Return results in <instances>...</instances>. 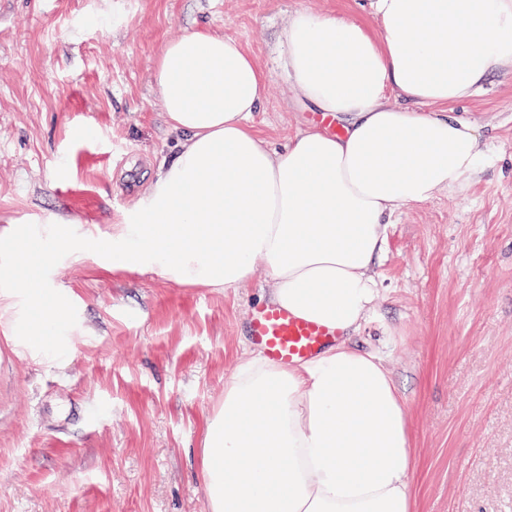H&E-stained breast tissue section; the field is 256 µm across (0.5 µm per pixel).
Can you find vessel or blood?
<instances>
[{
  "mask_svg": "<svg viewBox=\"0 0 512 512\" xmlns=\"http://www.w3.org/2000/svg\"><path fill=\"white\" fill-rule=\"evenodd\" d=\"M253 341L273 363L288 365L317 356L339 336L337 327L297 317L287 309L261 305L250 322Z\"/></svg>",
  "mask_w": 512,
  "mask_h": 512,
  "instance_id": "1",
  "label": "vessel or blood"
}]
</instances>
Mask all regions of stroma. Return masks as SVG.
Here are the masks:
<instances>
[{"label":"stroma","mask_w":512,"mask_h":512,"mask_svg":"<svg viewBox=\"0 0 512 512\" xmlns=\"http://www.w3.org/2000/svg\"><path fill=\"white\" fill-rule=\"evenodd\" d=\"M352 0H0V233L111 237L176 148L153 85L167 40L205 26L268 68L293 11ZM459 112L493 166L404 210L376 265L379 350L410 413L416 512H512V75ZM312 111L282 76L253 117L280 143ZM70 351L22 354L0 310V512H205L198 451L265 286L190 288L55 257Z\"/></svg>","instance_id":"1"}]
</instances>
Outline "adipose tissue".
<instances>
[{
	"label": "adipose tissue",
	"mask_w": 512,
	"mask_h": 512,
	"mask_svg": "<svg viewBox=\"0 0 512 512\" xmlns=\"http://www.w3.org/2000/svg\"><path fill=\"white\" fill-rule=\"evenodd\" d=\"M367 18L294 11L277 34L294 95L335 119L273 146L250 123L272 72L205 28L166 41L153 65L178 139L111 240L56 237L113 269L181 286L235 288L263 263L267 303L338 326L293 366L248 350L199 449L206 512H415L407 407L382 356L350 344L375 312V263L403 210L463 190L492 157L454 105L512 74V0H360ZM23 275L0 290L14 340L62 355L66 297L48 286L43 238L0 240Z\"/></svg>",
	"instance_id": "adipose-tissue-1"
}]
</instances>
